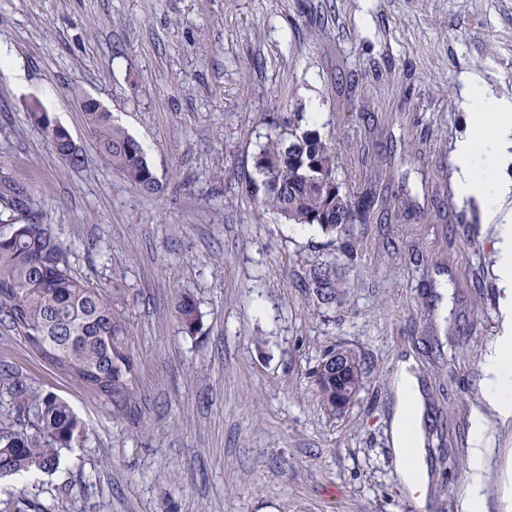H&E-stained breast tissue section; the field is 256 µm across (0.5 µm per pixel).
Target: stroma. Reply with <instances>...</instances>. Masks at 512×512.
Segmentation results:
<instances>
[{"label":"stroma","instance_id":"obj_1","mask_svg":"<svg viewBox=\"0 0 512 512\" xmlns=\"http://www.w3.org/2000/svg\"><path fill=\"white\" fill-rule=\"evenodd\" d=\"M0 180L118 289L131 409L91 401L0 325V367L67 402L86 443L50 475L0 478V512H461L482 363L500 331L492 228L454 187L464 74L512 95V0H0ZM98 99L161 184L143 196L102 158L77 103ZM39 100L85 157L72 169L28 118ZM314 129L343 191H379L350 226L359 259L261 204L273 132ZM336 266L337 304L307 288ZM193 293L200 330L174 303ZM354 352L338 413L312 372ZM412 361L427 411L425 499L399 482L391 378ZM512 422L486 456L483 512H505ZM175 313L182 333L193 336L199 332L200 321L197 302L190 293L179 295L175 304Z\"/></svg>","mask_w":512,"mask_h":512}]
</instances>
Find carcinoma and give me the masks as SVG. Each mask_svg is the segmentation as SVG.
<instances>
[{"instance_id":"cac0c4a2","label":"carcinoma","mask_w":512,"mask_h":512,"mask_svg":"<svg viewBox=\"0 0 512 512\" xmlns=\"http://www.w3.org/2000/svg\"><path fill=\"white\" fill-rule=\"evenodd\" d=\"M85 122L102 156L144 196L160 190V182L141 145L112 120L97 103L88 104ZM29 121L52 142L70 167H85L82 152H72L68 131L49 129L46 112L28 113ZM263 176V205L288 223L317 226L333 237L347 235L351 224L369 219L376 192L358 196L336 186V152L315 129L288 130L268 138L256 160ZM4 184L0 198L18 216L0 233V323L24 340L48 369L64 377L85 395L115 413L132 402V362L125 353L127 330L114 308L112 293L76 275L72 246L54 226L45 223L21 201L9 196ZM308 287L324 304L336 303V267L309 270ZM175 313L182 333L199 332L197 302L179 295ZM0 391L15 413L11 424H0V478L51 474L61 451L88 440V430L69 404L52 393L32 387L20 374L0 369Z\"/></svg>"}]
</instances>
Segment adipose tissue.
Returning a JSON list of instances; mask_svg holds the SVG:
<instances>
[{
	"mask_svg": "<svg viewBox=\"0 0 512 512\" xmlns=\"http://www.w3.org/2000/svg\"><path fill=\"white\" fill-rule=\"evenodd\" d=\"M460 106L470 127L454 143L455 186L460 197L480 208L482 223L494 228L493 249L502 301L503 330L482 366L485 398L501 421L512 420V179L502 171L512 164V96L493 92L474 74L465 75ZM396 398L391 440L399 481L425 490L428 470L421 429L422 389L411 361L400 362L392 381ZM493 426L483 412L471 418L470 474L463 512H482L484 462Z\"/></svg>",
	"mask_w": 512,
	"mask_h": 512,
	"instance_id": "ef3b65f1",
	"label": "adipose tissue"
}]
</instances>
